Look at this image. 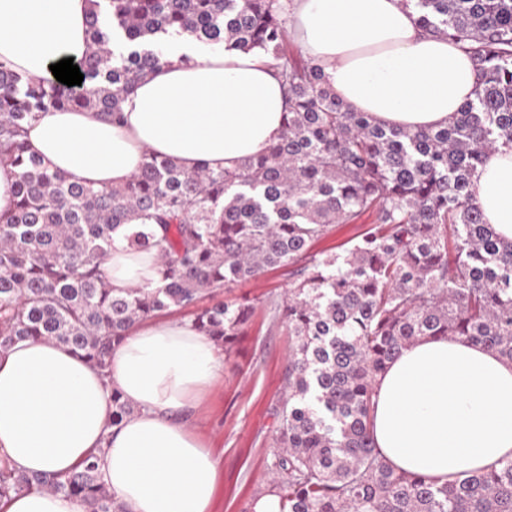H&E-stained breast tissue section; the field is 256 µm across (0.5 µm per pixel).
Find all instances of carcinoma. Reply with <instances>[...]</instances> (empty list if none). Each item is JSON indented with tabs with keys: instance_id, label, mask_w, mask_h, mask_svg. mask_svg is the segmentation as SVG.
I'll return each instance as SVG.
<instances>
[{
	"instance_id": "1",
	"label": "carcinoma",
	"mask_w": 512,
	"mask_h": 512,
	"mask_svg": "<svg viewBox=\"0 0 512 512\" xmlns=\"http://www.w3.org/2000/svg\"><path fill=\"white\" fill-rule=\"evenodd\" d=\"M426 32L461 43L476 97L446 126H385L336 97L322 69L290 52L288 0H94L81 85L30 82L0 62V161L18 169L0 216V347L59 343L103 369L137 319L172 309L230 349L247 300L201 307L208 291L286 269L277 319L295 338L266 493L288 512H512V459L441 486L396 471L377 448V375L420 337L461 336L512 360V241L483 221L473 176L512 144V0H403ZM258 48L276 62L281 139L235 169L181 168L148 152L124 185L94 189L27 154L25 125L48 108L120 119L162 40ZM372 217L350 248L313 251L337 224ZM155 250L153 290L115 293L112 233ZM112 425L132 413L114 389ZM97 457L64 477L0 467V499L44 489L86 512H125L98 481Z\"/></svg>"
}]
</instances>
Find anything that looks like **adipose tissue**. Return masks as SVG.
I'll list each match as a JSON object with an SVG mask.
<instances>
[{"mask_svg": "<svg viewBox=\"0 0 512 512\" xmlns=\"http://www.w3.org/2000/svg\"><path fill=\"white\" fill-rule=\"evenodd\" d=\"M90 0H0V61L32 82L51 64L80 58ZM288 29L321 67L336 96L397 128L447 125L473 99L465 49L421 32L402 0H293ZM116 125L86 109H48L27 126L31 154L70 182L125 184L146 152L184 169H231L285 130L281 83L257 49L166 50L140 79ZM484 220L512 240V146H498L474 178ZM111 288L161 285L154 252L126 229L105 264ZM224 378V351L190 319L136 322L106 369L45 339L0 349V464L28 475L65 476L89 456L126 512H215L223 470L208 442L174 420L203 405ZM132 414L111 424L112 390ZM373 435L396 469L445 483L512 458V361L462 337L421 338L377 378ZM0 512H85L70 495L13 493Z\"/></svg>", "mask_w": 512, "mask_h": 512, "instance_id": "ef3b65f1", "label": "adipose tissue"}]
</instances>
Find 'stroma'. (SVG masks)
Here are the masks:
<instances>
[{"instance_id": "stroma-1", "label": "stroma", "mask_w": 512, "mask_h": 512, "mask_svg": "<svg viewBox=\"0 0 512 512\" xmlns=\"http://www.w3.org/2000/svg\"><path fill=\"white\" fill-rule=\"evenodd\" d=\"M285 270H269L257 280L205 296L204 305L243 298L255 314L235 349L224 358V383L189 424L207 438L222 461L224 481L216 512H249L268 484L288 351L294 339L273 317L288 291Z\"/></svg>"}]
</instances>
